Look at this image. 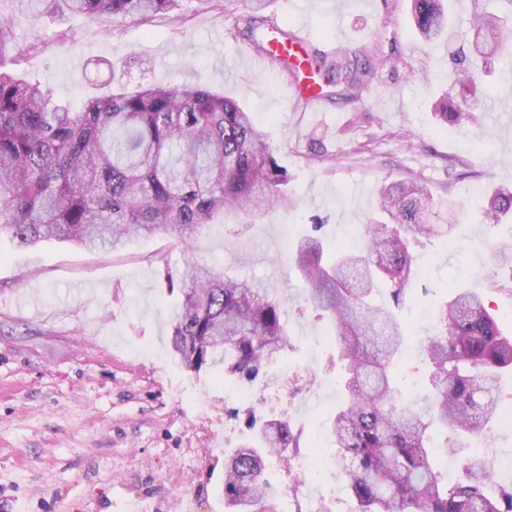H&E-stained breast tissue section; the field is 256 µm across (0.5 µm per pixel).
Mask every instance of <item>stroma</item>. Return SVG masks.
Instances as JSON below:
<instances>
[{
    "instance_id": "1",
    "label": "stroma",
    "mask_w": 512,
    "mask_h": 512,
    "mask_svg": "<svg viewBox=\"0 0 512 512\" xmlns=\"http://www.w3.org/2000/svg\"><path fill=\"white\" fill-rule=\"evenodd\" d=\"M410 0H268L275 26L308 34L314 48H368L381 57L355 97L323 111L297 103L295 79L243 56L240 0H181L177 14L105 27L79 16L45 17L33 29L13 0L19 41L41 38L22 73L78 104L109 79L134 87L186 83L228 94L250 112L289 174L288 201L252 224L214 226L183 248L171 233L124 248L87 251L68 242L18 247L0 235V512H224V452L249 437L244 412L288 415L302 433L290 470L267 465L284 494L281 512H357L335 467L317 486L304 472L321 427L343 394L330 320L309 307L289 260L292 243L325 222L329 247L346 227L376 215L386 180L424 185L438 208L431 223L450 228L413 244L425 256L401 316L407 348L396 367L401 395L421 399L431 366L411 347L434 334L430 314L456 288L482 296L494 312L512 307V266L489 246L512 242V224L482 220L490 186L512 187V84L486 79L459 90L468 118L440 124L432 107L446 88L455 39L427 43ZM509 109L489 117L491 100ZM197 261L274 288L287 301L292 338L272 371L275 383L239 396L219 370H186L170 356L177 294L165 268Z\"/></svg>"
}]
</instances>
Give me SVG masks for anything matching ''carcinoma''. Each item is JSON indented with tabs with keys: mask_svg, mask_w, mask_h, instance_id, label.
<instances>
[{
	"mask_svg": "<svg viewBox=\"0 0 512 512\" xmlns=\"http://www.w3.org/2000/svg\"><path fill=\"white\" fill-rule=\"evenodd\" d=\"M37 21L71 14L90 21H136L179 7V0H15ZM502 14L475 8L474 50L454 72L433 107L443 123L461 124L467 113L454 100L456 85L481 79L492 57L512 55L503 42L512 30V0H498ZM266 0H249L242 36L266 48L257 30ZM418 33L448 35L443 0H411ZM38 42L21 43L13 18L0 13V61H20ZM327 86L353 90L374 74L367 49H344L329 60L305 53L300 66ZM288 171L275 148L256 130L249 113L225 94L199 85H120L87 97L74 110L48 87L21 73L0 70V234L20 247L58 240L78 247L125 245L133 237L170 231L184 244L229 217L255 222L287 200ZM380 209L393 225L369 220L363 245L324 258L321 237L300 241L294 257L307 284L305 301L333 323L344 361V402L328 424L337 467L358 512H512V486L493 480L490 464L474 458L469 443L490 431L501 398L498 380L512 371V338L475 292L459 288L437 312L436 333L424 356L432 365L423 403L397 404L392 368L402 329L378 306L386 282L402 303L418 270L410 243L435 234L426 223L430 195L415 182L379 189ZM486 219L512 217V189L488 192ZM169 291H179L170 352L198 372L224 368L241 390L271 381L269 367L288 348L285 300L259 283L224 277L191 259L166 271ZM253 436L227 452L224 512H278L281 489L266 476V463L291 467L299 448L291 420L249 415ZM451 430L445 447L436 429ZM462 456L461 478L450 485L438 470L441 448Z\"/></svg>",
	"mask_w": 512,
	"mask_h": 512,
	"instance_id": "carcinoma-1",
	"label": "carcinoma"
}]
</instances>
